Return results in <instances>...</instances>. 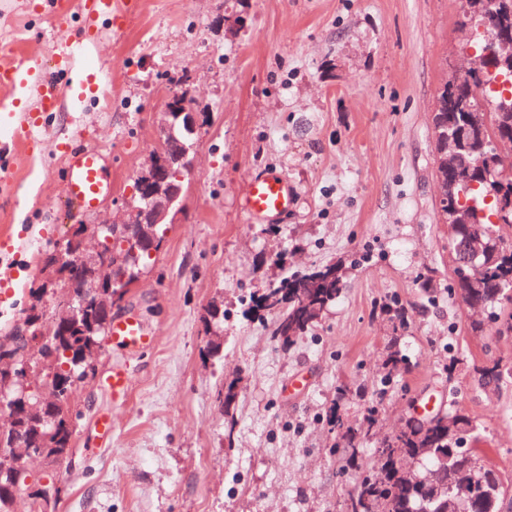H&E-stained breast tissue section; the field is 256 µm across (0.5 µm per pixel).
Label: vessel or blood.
Segmentation results:
<instances>
[{"label":"vessel or blood","mask_w":512,"mask_h":512,"mask_svg":"<svg viewBox=\"0 0 512 512\" xmlns=\"http://www.w3.org/2000/svg\"><path fill=\"white\" fill-rule=\"evenodd\" d=\"M95 12L110 15L114 30H123L133 11L134 0H91ZM39 110L43 113L57 108V91L51 77L39 73ZM39 119L6 126L4 132L13 143L34 145V130ZM65 158V193L67 199L82 212L97 211L110 191L104 172V157L99 151L67 144ZM296 196V189L286 177L259 172L247 180L242 193L241 208L255 221H275L288 213ZM110 336L113 345L135 350L153 346L154 338L136 312L130 311L112 321ZM129 376L123 366H113L102 382L113 403L125 402L129 394Z\"/></svg>","instance_id":"b4317fda"}]
</instances>
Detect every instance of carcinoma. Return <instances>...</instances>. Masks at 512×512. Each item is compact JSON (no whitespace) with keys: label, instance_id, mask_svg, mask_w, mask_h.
<instances>
[{"label":"carcinoma","instance_id":"obj_1","mask_svg":"<svg viewBox=\"0 0 512 512\" xmlns=\"http://www.w3.org/2000/svg\"><path fill=\"white\" fill-rule=\"evenodd\" d=\"M485 5L480 12L470 11L459 14V28L463 41L477 55L484 51L492 52L496 45L485 48L476 42L480 28H485L488 39H493L500 30L512 31V0H483ZM502 87L491 89V78L480 81L470 73L458 76L459 83L473 86L470 99L461 97L449 90L451 81H446L438 99L443 106L431 112V128L439 125L461 135L460 148L466 154L486 158L484 165L467 176L468 182L459 183L453 189V197L438 199L440 216L448 217V207L455 204L472 213L482 233L492 240V249L484 259L476 281L466 278L456 279L450 294L460 295L469 289L471 298L480 301L484 308V318L469 324L475 336L486 335V323L496 325V334H512V301L498 294L500 287L512 283V208L500 211L499 200H512V173L509 164L494 157L493 140L505 135L512 136V112L501 113L497 106L504 96H512V69L499 70ZM128 245L124 227L112 225V265L116 274L128 273L130 279L140 276L139 268L125 263ZM345 267L341 263L315 265L306 270L285 276L262 289L258 295H251L245 301L248 312H263L271 318V336L284 342H292L313 330L324 309L339 294L344 283ZM81 274L70 268L59 280L57 286L49 290L38 287L30 289V302L22 309L23 317L35 314L44 317L45 303L54 306L67 304L71 293L77 291ZM87 318L95 324V330L79 335L48 336L45 345L35 350L30 344L31 330L27 322L16 325L9 336L0 344V358L10 360L11 370L17 379L25 383V399L36 403L41 393L39 389L54 394V414L58 426L39 425L32 419L26 431L36 428L50 434L43 458L51 463L60 461L61 451L71 452L72 441L80 411L74 397L88 377L95 372L92 360L76 362L72 346L79 342H92L103 346L108 329L101 326L102 318L96 309L88 307ZM388 364L383 366L381 384L393 382L406 368L407 359L398 350L387 353ZM478 382L484 387L499 384L511 369L502 368L499 362L489 361L476 369ZM378 408H367L359 426L353 427L344 421L338 408L330 410V423L343 432L347 446L357 448L369 435L377 421ZM473 433L471 418L462 410L443 414V420L427 429H416L405 424L398 432L384 440L382 449L372 469L357 479L346 504V512H448V502L457 499L468 504L472 512H502L506 499V488L500 475L485 467L477 451L470 448L464 454H452L459 438ZM19 432L13 424L0 428V512H13L14 499L8 496L13 486L20 485L27 477L24 460L18 453ZM447 456L444 480L449 491L434 497L428 485L412 482L401 472L400 461H417L424 465L438 462V455ZM468 472L472 480L461 485L455 482V474ZM58 490L53 485H45L36 490L29 512H55Z\"/></svg>","mask_w":512,"mask_h":512}]
</instances>
